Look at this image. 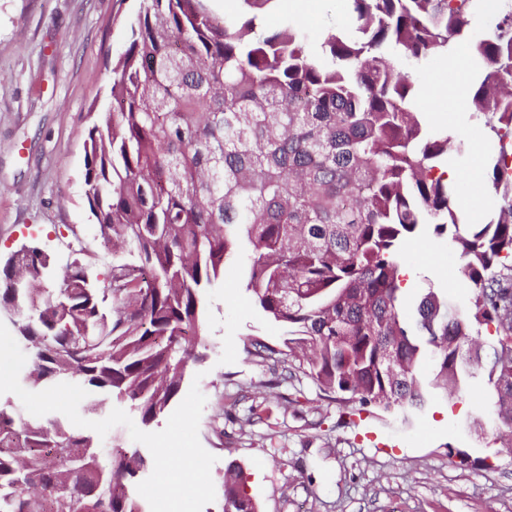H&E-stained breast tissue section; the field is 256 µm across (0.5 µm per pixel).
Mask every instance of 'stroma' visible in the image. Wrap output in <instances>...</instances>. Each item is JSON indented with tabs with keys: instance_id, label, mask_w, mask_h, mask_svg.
I'll return each instance as SVG.
<instances>
[{
	"instance_id": "obj_1",
	"label": "stroma",
	"mask_w": 512,
	"mask_h": 512,
	"mask_svg": "<svg viewBox=\"0 0 512 512\" xmlns=\"http://www.w3.org/2000/svg\"><path fill=\"white\" fill-rule=\"evenodd\" d=\"M136 7V0H0V265L24 243L60 258L77 241L90 246L96 265L107 261L86 203L84 143ZM351 16L350 0H305L299 14L288 0H272L260 23L267 31L295 23L317 49ZM411 75L414 109L432 129L462 126L466 141L490 144L483 118L427 99L432 78L456 77L447 57ZM401 269L407 296L429 286L466 294L446 237L410 240ZM203 333L182 387L198 385L206 397L199 440L217 457L213 482L242 470L258 512H512V454L465 428L488 422L482 395L464 393L403 426L328 398L304 377L275 384L244 344H281L285 329L258 312L236 261L206 291ZM258 404L262 421L245 424ZM452 446L470 454L467 469L450 463Z\"/></svg>"
}]
</instances>
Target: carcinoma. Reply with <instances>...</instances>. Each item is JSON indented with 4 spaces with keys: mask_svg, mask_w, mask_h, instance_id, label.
Instances as JSON below:
<instances>
[{
    "mask_svg": "<svg viewBox=\"0 0 512 512\" xmlns=\"http://www.w3.org/2000/svg\"><path fill=\"white\" fill-rule=\"evenodd\" d=\"M237 19L206 0H141L85 144V185L112 262L92 271L73 249L22 245L0 293L30 359L21 383H74L149 423L178 395L202 343L203 295L230 258L243 262L283 347L252 339L258 364L291 360L319 391L406 423L448 390H482L492 429L512 449V0L471 40L482 0H350L351 25L314 53L299 30L257 26L271 0H241ZM465 47L471 104L496 150L487 163L504 204L479 221L440 172L454 136L411 107L394 66ZM448 238L467 288L456 303L399 285L404 247ZM147 459H103L90 437L0 404V512H143L131 489ZM224 506L257 512L240 470Z\"/></svg>",
    "mask_w": 512,
    "mask_h": 512,
    "instance_id": "cac0c4a2",
    "label": "carcinoma"
}]
</instances>
